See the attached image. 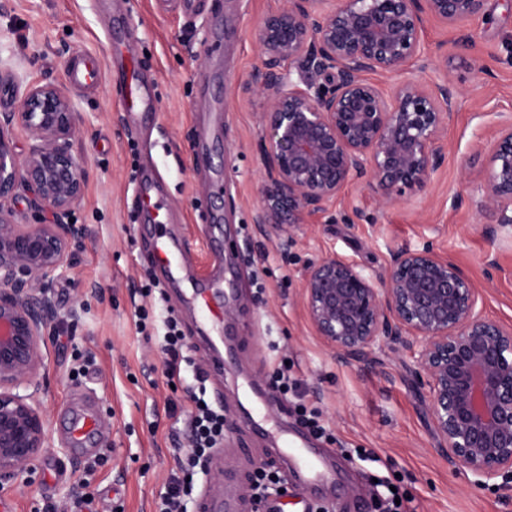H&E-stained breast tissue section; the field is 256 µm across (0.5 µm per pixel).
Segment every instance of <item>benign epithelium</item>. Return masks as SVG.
<instances>
[{"label": "benign epithelium", "instance_id": "1", "mask_svg": "<svg viewBox=\"0 0 512 512\" xmlns=\"http://www.w3.org/2000/svg\"><path fill=\"white\" fill-rule=\"evenodd\" d=\"M487 0H286L258 30L262 66L243 84L260 92L268 181L256 223L304 224L326 211L350 181L364 179L385 206L422 189L441 165V134L455 110L450 81L429 89L367 79L398 71L421 51L423 18L448 25L485 14ZM297 65L298 79L285 65ZM0 90L20 94L6 113L32 141L18 159L0 125V486L30 473L48 440L34 399L42 346L58 324L54 273L83 228L68 222L84 192L72 150L77 113L52 84L21 86L0 65ZM24 187L46 224H17L10 202ZM480 188L490 223L512 225V118L499 123ZM316 336L347 363L375 346L418 347L415 374L427 388L437 452L479 486L512 490V324L483 313L482 296L451 258L431 248L391 257L376 286L352 259L309 263L301 293Z\"/></svg>", "mask_w": 512, "mask_h": 512}]
</instances>
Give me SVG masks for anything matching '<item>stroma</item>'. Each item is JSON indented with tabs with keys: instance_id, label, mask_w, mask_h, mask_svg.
Returning a JSON list of instances; mask_svg holds the SVG:
<instances>
[{
	"instance_id": "stroma-1",
	"label": "stroma",
	"mask_w": 512,
	"mask_h": 512,
	"mask_svg": "<svg viewBox=\"0 0 512 512\" xmlns=\"http://www.w3.org/2000/svg\"><path fill=\"white\" fill-rule=\"evenodd\" d=\"M285 0H0V59L30 79L60 87L78 113L73 149L82 158L84 192L72 211L84 238L71 248L54 293L63 323L43 349L37 401L49 439L30 477L0 488L7 512H74L92 496V512H155L178 466L194 378L170 388L158 337L173 316L183 353L206 373L208 398L224 410V443L212 454L196 493L228 489L249 512V474L275 460L287 478L285 441L299 429L292 397L274 379L281 365L302 383L328 436H312L341 473L328 512H365L377 501L374 475L392 479L411 512H512V498L478 488L465 469L435 450L426 391L414 378L412 350L372 349L371 365L342 362L311 329L300 303L312 261L338 254L381 282L400 250L433 248L453 258L483 293L484 311L512 322V226L488 223L477 203L480 174L512 115V0H488L484 15L459 26L425 18L421 55L397 73L375 76L383 91L407 80H451L459 103L442 132L445 155L424 189L384 206L367 184L347 185L327 211L282 231L256 223L265 180L263 96L243 83L261 66L263 19ZM152 79L155 121L127 112L110 77L83 91L71 64L110 48ZM159 176L168 224H142L134 190L142 169ZM174 237L184 260L175 284L160 282L154 237ZM496 270H488V261ZM214 285L219 317L190 303L195 280ZM234 353L223 377L209 375L212 341ZM87 410L97 421L93 451H74L67 426ZM375 451L381 464L348 451Z\"/></svg>"
}]
</instances>
